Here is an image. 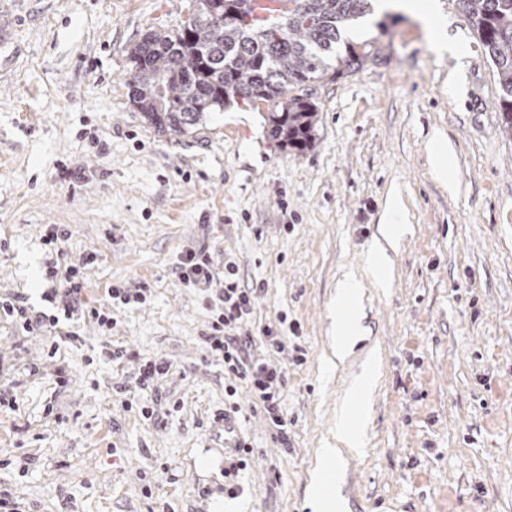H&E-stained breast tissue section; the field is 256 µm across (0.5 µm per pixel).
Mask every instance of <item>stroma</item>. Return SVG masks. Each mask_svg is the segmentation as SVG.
<instances>
[{"mask_svg":"<svg viewBox=\"0 0 512 512\" xmlns=\"http://www.w3.org/2000/svg\"><path fill=\"white\" fill-rule=\"evenodd\" d=\"M440 4L462 52L437 55L409 15L367 17L344 39L381 43L379 58L314 84L316 141L297 152L270 139L264 102L186 135L131 103L129 47L180 25L188 0H0V298L44 310L41 236L59 224V267L87 268V303L113 319L82 318L55 353L0 319V493L18 512H225L231 399L253 449L238 512H311L309 474L369 360L366 446L340 481L350 512H512V136L488 53ZM394 199L406 231L390 283L366 284L369 334L330 366L336 283L363 272ZM201 245L260 287L249 330L282 336L283 352H253L286 371L287 443L206 350L212 314L174 270ZM113 285L148 299L112 308ZM160 358L148 420L126 402Z\"/></svg>","mask_w":512,"mask_h":512,"instance_id":"1","label":"stroma"}]
</instances>
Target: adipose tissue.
<instances>
[{"label": "adipose tissue", "instance_id": "1", "mask_svg": "<svg viewBox=\"0 0 512 512\" xmlns=\"http://www.w3.org/2000/svg\"><path fill=\"white\" fill-rule=\"evenodd\" d=\"M399 9L418 18L426 29L432 30V47L438 54L456 55L457 45L446 40L442 20L438 17L432 0H398ZM361 299L359 284L355 279L341 281L336 291V342L332 347L331 364L344 363L353 353L356 344L366 336L363 315L358 307ZM374 380L363 374L353 386L340 409L341 421L321 452L317 468L311 475L309 501L313 512H349V505L337 492L335 474L337 465L345 456L358 453L363 445L361 424L369 404Z\"/></svg>", "mask_w": 512, "mask_h": 512}]
</instances>
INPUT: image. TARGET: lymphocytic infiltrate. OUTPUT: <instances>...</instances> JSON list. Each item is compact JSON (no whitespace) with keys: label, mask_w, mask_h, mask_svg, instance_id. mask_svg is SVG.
I'll use <instances>...</instances> for the list:
<instances>
[{"label":"lymphocytic infiltrate","mask_w":512,"mask_h":512,"mask_svg":"<svg viewBox=\"0 0 512 512\" xmlns=\"http://www.w3.org/2000/svg\"><path fill=\"white\" fill-rule=\"evenodd\" d=\"M176 270L183 283L196 288L210 286L216 274H223L224 287L210 301L215 316L206 338L207 351L223 361L225 373L247 383L254 404L263 409L280 441H287L288 423L282 409L285 372L252 357L254 338L245 329L254 309L256 289L241 286L238 266L232 258H225L223 270H216L210 253L204 247L181 254ZM45 277L51 281L61 277L66 282L63 291L53 290L44 295L45 300L55 307V314L31 315L23 300L16 298L0 301V315L13 318L27 331H48L62 340L71 336L65 328L66 323L81 314L96 320L99 326L111 327L112 319L108 313L87 307L86 276L82 269L70 267L62 270L50 265L46 268Z\"/></svg>","instance_id":"lymphocytic-infiltrate-1"}]
</instances>
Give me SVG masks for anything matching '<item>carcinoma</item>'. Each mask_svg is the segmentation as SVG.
Here are the masks:
<instances>
[{"label": "carcinoma", "instance_id": "obj_1", "mask_svg": "<svg viewBox=\"0 0 512 512\" xmlns=\"http://www.w3.org/2000/svg\"><path fill=\"white\" fill-rule=\"evenodd\" d=\"M188 21L146 32L130 50L133 101L161 132L190 133L207 114L238 100L270 104L271 138L299 152L315 142L312 84L361 68L380 47L336 50L341 31L374 0H284L275 20L257 21L252 0H190ZM487 51L512 136V0H452Z\"/></svg>", "mask_w": 512, "mask_h": 512}]
</instances>
